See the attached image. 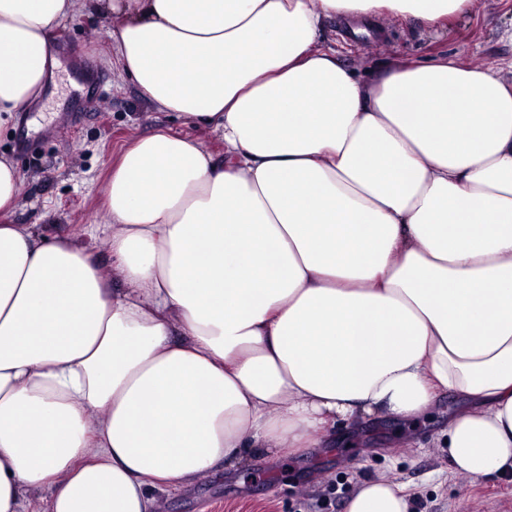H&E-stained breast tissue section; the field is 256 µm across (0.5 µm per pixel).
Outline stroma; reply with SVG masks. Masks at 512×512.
<instances>
[{"label": "stroma", "mask_w": 512, "mask_h": 512, "mask_svg": "<svg viewBox=\"0 0 512 512\" xmlns=\"http://www.w3.org/2000/svg\"><path fill=\"white\" fill-rule=\"evenodd\" d=\"M344 26L341 19L328 21L326 41L364 78L397 59L430 64L448 56L494 68L512 56V44L501 38L512 27V0H474L442 32L391 18L377 40L348 35ZM105 31V20L87 12L60 27L50 47L51 90L0 131V155L13 161L21 178L19 205L0 213V224L71 236L111 223L106 185L121 148L161 126L223 152L218 133L160 110L138 92L117 65ZM462 406L455 396L443 397L433 418L407 437L400 422L384 418L370 422L364 447L249 458L244 470L205 475L160 495L158 512H343L369 478L409 485L415 512H512V482L451 473L448 451L437 444L442 424Z\"/></svg>", "instance_id": "1"}]
</instances>
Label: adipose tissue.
<instances>
[{
  "label": "adipose tissue",
  "instance_id": "1",
  "mask_svg": "<svg viewBox=\"0 0 512 512\" xmlns=\"http://www.w3.org/2000/svg\"><path fill=\"white\" fill-rule=\"evenodd\" d=\"M472 0H0V129L55 31L107 18L122 72L223 154L125 146L111 224H0V512H157L251 454L413 421L451 392L453 470L512 477V58L363 80L326 20L434 29ZM106 234L108 263L93 241ZM345 512H413L361 484Z\"/></svg>",
  "mask_w": 512,
  "mask_h": 512
}]
</instances>
